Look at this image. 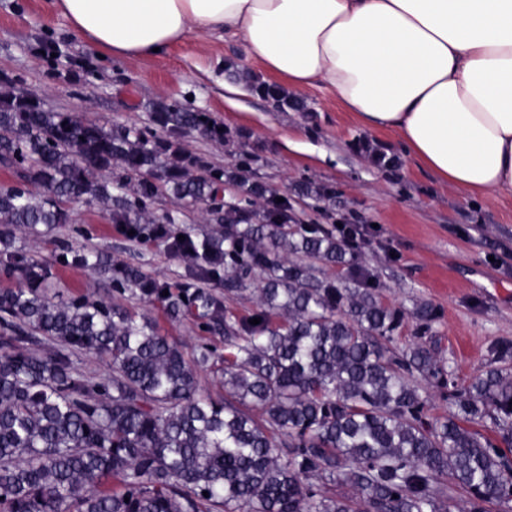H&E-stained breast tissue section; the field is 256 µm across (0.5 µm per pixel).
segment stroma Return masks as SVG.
I'll list each match as a JSON object with an SVG mask.
<instances>
[{"label": "stroma", "mask_w": 512, "mask_h": 512, "mask_svg": "<svg viewBox=\"0 0 512 512\" xmlns=\"http://www.w3.org/2000/svg\"><path fill=\"white\" fill-rule=\"evenodd\" d=\"M232 58L236 74L218 70ZM261 66L240 45L189 35L159 56L100 57L46 0H0V76L14 91L38 93L58 112L109 125H148L154 104L191 99L224 127L220 142L193 139L191 149L215 167L245 151L258 158L255 179L287 190L302 223L357 225L363 265L380 279L384 303L406 317L395 341L414 337L416 303L440 311L433 342L448 371L466 381L493 367L492 350L512 345V199L460 192L424 168L396 133L361 125L335 95L302 93L306 111L277 109L257 94L228 101L226 86ZM74 223L48 236L17 233V243L50 270L51 291L112 299L110 288L76 264L65 246L107 248L152 278L180 283L187 260L156 242L128 239L97 208L78 205ZM186 347L206 337L193 321H172L159 306L127 301Z\"/></svg>", "instance_id": "1"}]
</instances>
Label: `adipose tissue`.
I'll return each mask as SVG.
<instances>
[{"mask_svg": "<svg viewBox=\"0 0 512 512\" xmlns=\"http://www.w3.org/2000/svg\"><path fill=\"white\" fill-rule=\"evenodd\" d=\"M105 57L190 33L244 45L282 84L336 93L447 184L512 198V0H48Z\"/></svg>", "mask_w": 512, "mask_h": 512, "instance_id": "1", "label": "adipose tissue"}]
</instances>
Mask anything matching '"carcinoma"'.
<instances>
[{
	"mask_svg": "<svg viewBox=\"0 0 512 512\" xmlns=\"http://www.w3.org/2000/svg\"><path fill=\"white\" fill-rule=\"evenodd\" d=\"M247 83L278 108L303 107L255 73ZM151 120L160 132L56 112L36 93L0 94V165L21 169V182L0 184V270L22 283L0 288V512H451L449 489L464 495V512H512V373L457 382L427 340L439 319L429 302L413 308L414 339L391 349L404 312L381 300L355 237L301 224L287 204L280 224L253 213L254 196L282 192L256 184L248 154L221 168L186 150L191 131L224 139L206 113L173 101ZM225 184L236 192L210 212L215 234L174 230V213L143 217L161 194L206 203ZM70 197L190 264L174 286L104 249L60 261L72 255L114 293L195 321L230 352L204 343L189 357L117 303L45 294L50 272L15 231L72 223ZM311 260L348 277L319 276ZM258 277L256 308L234 314L226 302ZM220 280L222 294L211 288ZM82 352L106 357L112 376L84 374ZM204 370L222 397L199 394ZM419 377L448 401L444 418L428 414ZM487 419L507 448L477 429ZM112 476L121 489H101ZM319 480L358 496L330 495Z\"/></svg>",
	"mask_w": 512,
	"mask_h": 512,
	"instance_id": "carcinoma-1",
	"label": "carcinoma"
}]
</instances>
